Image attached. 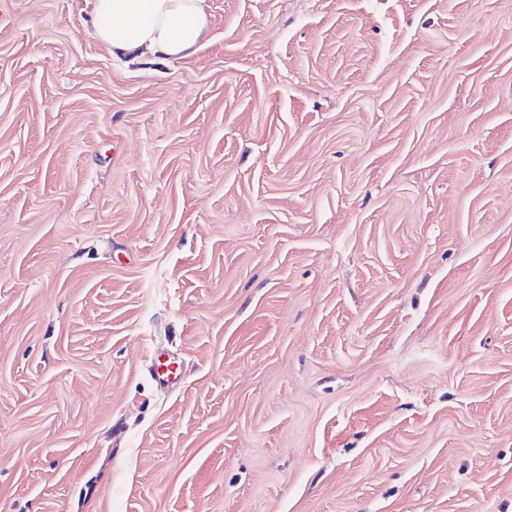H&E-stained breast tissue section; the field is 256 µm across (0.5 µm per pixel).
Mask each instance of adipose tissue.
<instances>
[{
    "instance_id": "ef3b65f1",
    "label": "adipose tissue",
    "mask_w": 512,
    "mask_h": 512,
    "mask_svg": "<svg viewBox=\"0 0 512 512\" xmlns=\"http://www.w3.org/2000/svg\"><path fill=\"white\" fill-rule=\"evenodd\" d=\"M92 27L113 55L135 60L190 57L208 34L205 0H95Z\"/></svg>"
}]
</instances>
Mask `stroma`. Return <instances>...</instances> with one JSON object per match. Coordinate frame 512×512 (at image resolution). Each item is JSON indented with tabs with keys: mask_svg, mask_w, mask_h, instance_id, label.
Instances as JSON below:
<instances>
[{
	"mask_svg": "<svg viewBox=\"0 0 512 512\" xmlns=\"http://www.w3.org/2000/svg\"><path fill=\"white\" fill-rule=\"evenodd\" d=\"M93 10L0 0V512H512V0ZM92 27L112 55L190 57L207 40L205 0H95Z\"/></svg>",
	"mask_w": 512,
	"mask_h": 512,
	"instance_id": "stroma-1",
	"label": "stroma"
}]
</instances>
